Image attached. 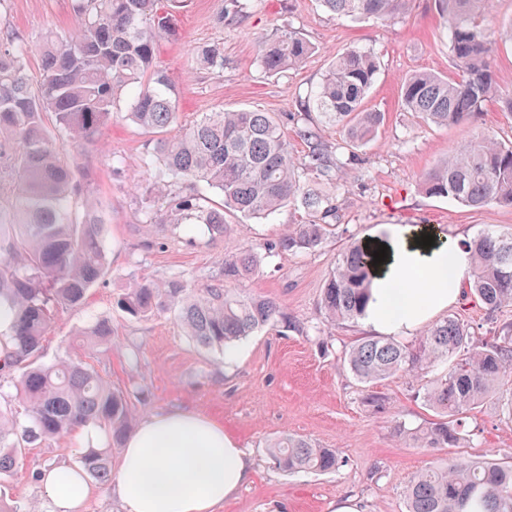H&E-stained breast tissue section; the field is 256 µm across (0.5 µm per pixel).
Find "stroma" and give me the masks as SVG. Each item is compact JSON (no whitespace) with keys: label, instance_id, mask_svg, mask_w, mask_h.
<instances>
[{"label":"stroma","instance_id":"1","mask_svg":"<svg viewBox=\"0 0 512 512\" xmlns=\"http://www.w3.org/2000/svg\"><path fill=\"white\" fill-rule=\"evenodd\" d=\"M222 5L223 0H188L176 15V37L158 46L155 63L180 90L181 122L222 108L300 112L333 55L357 47L377 56L380 74L366 105L384 113L385 122L370 143L338 153L330 189L339 218L322 247L288 256L266 254L265 248L298 222L300 215L291 208L233 225L217 242L201 233L190 242L147 235L142 199L151 174L141 159L153 148L154 137L115 118L102 131L98 147L66 148L68 161L87 173L92 191L107 207L109 272L90 288L81 307L56 319L44 341L43 363L83 358L107 374L114 388L129 394L138 419L181 409L223 424L248 452L255 478L220 512H336L342 504L355 512H406L410 478L440 459L512 461V414L507 411L512 381L464 414L460 447L423 448L398 439L395 423L415 429L437 421L421 393L434 370L414 378L399 373L375 384L386 406L374 410L364 401L365 385L343 365L345 351L366 336V329L358 321L330 325L320 304L321 289L346 243L367 239L383 225L440 226L447 237L467 240L488 229L512 232V207L473 209L428 196L418 186L422 174L477 134L512 140V115L489 102L470 122L444 127L403 110L400 86L406 76L455 72L434 0H413L409 14L389 22L339 18L323 12L317 0H257L242 22L227 25L218 20ZM76 25L71 0H7L0 10V33H17L33 46L47 32L64 36ZM276 28L297 29L316 51L299 67L266 76L256 62V38ZM205 45L223 48V72L191 69L194 50ZM241 248L261 256L245 291L274 299L284 319L239 341L232 356L196 345L169 313L136 319L116 305L136 280L177 276L201 284L219 271L225 255ZM447 313L464 323L477 343L512 324V308L491 314L465 295ZM100 318L112 321V346L86 353L80 331ZM285 434L335 450L336 470H278L268 446ZM89 444L74 431L27 448L14 474L0 485V498L50 512L34 473L76 464Z\"/></svg>","mask_w":512,"mask_h":512}]
</instances>
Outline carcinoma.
Segmentation results:
<instances>
[{
    "mask_svg": "<svg viewBox=\"0 0 512 512\" xmlns=\"http://www.w3.org/2000/svg\"><path fill=\"white\" fill-rule=\"evenodd\" d=\"M77 27L66 37L47 34L39 46L41 76L28 74L31 46L5 33L0 38V309L13 313L10 332L0 335V389L13 388L26 403L20 414L0 405V478L11 475L22 448L88 425L117 441L134 411L127 396L80 359L41 362L43 341L60 313L84 303L89 288L108 267L107 212L75 168L63 157L69 144H95L128 102L125 117L156 135L143 158L152 172L142 200L143 224L171 234L224 238L231 213L243 221L267 218L294 207L301 219L268 250L309 253L320 247L336 222L335 197L317 190L333 178L336 152L322 141L325 128L341 129L354 147L372 141L384 113L366 108L378 75L369 51L348 49L331 60L320 83L297 114L295 135L308 145L295 157L285 124L270 112L251 109L204 112L179 124V90L155 64L162 39L176 35L171 11L181 0H72ZM253 0H224L222 19L247 16ZM411 0H318L327 12L359 20L392 21ZM448 23V50L455 78L415 73L401 84V105L434 125L463 124L500 100L512 114V93L497 83L490 58L495 31L485 24L491 0H435ZM316 47L292 28L257 38V64L278 75L300 65ZM196 70L220 72L224 54L215 45L198 48ZM51 116L53 124L46 123ZM425 194L472 208L512 206V142L489 134L467 141L420 179ZM222 198L216 205L210 197ZM474 274L471 294L489 311L512 305V232L484 231L470 242ZM246 249L224 256L220 273L202 288L182 279L133 282L117 300L121 311L148 319L174 313L202 347L232 353V345L274 322L276 303L240 288L260 265ZM373 258L360 240L343 248L322 288L321 308L333 324L363 315ZM93 347H109L112 321L99 319L81 332ZM448 364L430 380L423 399L446 417L427 428L394 427L428 448H456L464 440L449 418L479 404L512 377V330L481 345L464 324L448 317L413 343L367 337L345 353L344 364L369 385L399 372ZM274 465L288 473H325L338 460L330 448H315L291 435L274 440ZM111 449L88 448L79 456L86 475L106 485L112 479ZM407 512H512V465L450 457L417 473L405 491Z\"/></svg>",
    "mask_w": 512,
    "mask_h": 512,
    "instance_id": "cac0c4a2",
    "label": "carcinoma"
}]
</instances>
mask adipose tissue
<instances>
[{"label": "adipose tissue", "instance_id": "1", "mask_svg": "<svg viewBox=\"0 0 512 512\" xmlns=\"http://www.w3.org/2000/svg\"><path fill=\"white\" fill-rule=\"evenodd\" d=\"M428 234L392 224L377 236L387 257L362 316L374 332L409 336L460 296L472 267L469 245L450 238L422 245ZM253 474L248 454L223 425L198 412L172 410L146 418L127 436L113 489L124 512H218ZM67 481L78 485V493L64 491ZM41 482L52 512H83L92 494L72 467L47 469Z\"/></svg>", "mask_w": 512, "mask_h": 512}]
</instances>
